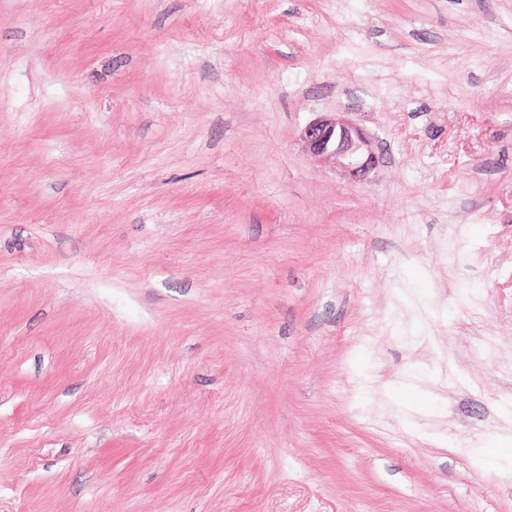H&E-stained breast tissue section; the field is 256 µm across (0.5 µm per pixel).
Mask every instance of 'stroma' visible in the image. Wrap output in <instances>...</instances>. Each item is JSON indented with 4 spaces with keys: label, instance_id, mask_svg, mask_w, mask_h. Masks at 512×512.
<instances>
[{
    "label": "stroma",
    "instance_id": "obj_1",
    "mask_svg": "<svg viewBox=\"0 0 512 512\" xmlns=\"http://www.w3.org/2000/svg\"><path fill=\"white\" fill-rule=\"evenodd\" d=\"M510 388L512 0H0V512H512ZM300 141L308 153L334 161L335 167L351 179H363L375 167L376 156L366 134L336 115L308 123L300 133Z\"/></svg>",
    "mask_w": 512,
    "mask_h": 512
}]
</instances>
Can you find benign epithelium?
Instances as JSON below:
<instances>
[{
    "instance_id": "7a95c632",
    "label": "benign epithelium",
    "mask_w": 512,
    "mask_h": 512,
    "mask_svg": "<svg viewBox=\"0 0 512 512\" xmlns=\"http://www.w3.org/2000/svg\"><path fill=\"white\" fill-rule=\"evenodd\" d=\"M300 141L308 153L334 161L335 167L351 179H363L375 167L371 141L343 118L323 116L311 121L302 129Z\"/></svg>"
}]
</instances>
